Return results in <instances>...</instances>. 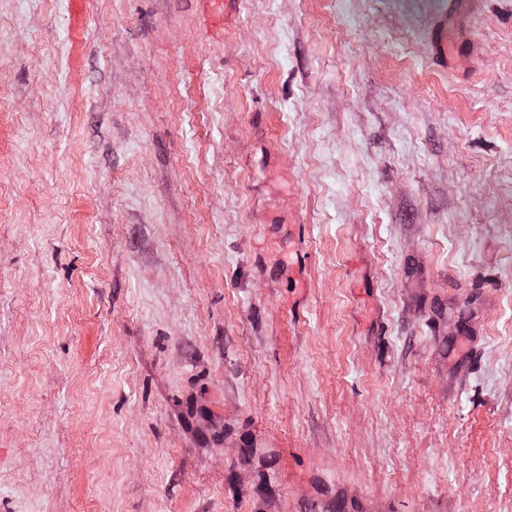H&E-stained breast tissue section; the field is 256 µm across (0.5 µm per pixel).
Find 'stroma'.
Returning <instances> with one entry per match:
<instances>
[{"instance_id": "35a3bbf8", "label": "stroma", "mask_w": 512, "mask_h": 512, "mask_svg": "<svg viewBox=\"0 0 512 512\" xmlns=\"http://www.w3.org/2000/svg\"><path fill=\"white\" fill-rule=\"evenodd\" d=\"M0 0V512H512V0ZM207 28L217 29L224 27L225 14L239 0H197ZM441 1L443 5L438 14L440 23L434 45L436 53L447 63L451 62L458 52V35L461 33L463 20L468 15V7L475 0Z\"/></svg>"}]
</instances>
